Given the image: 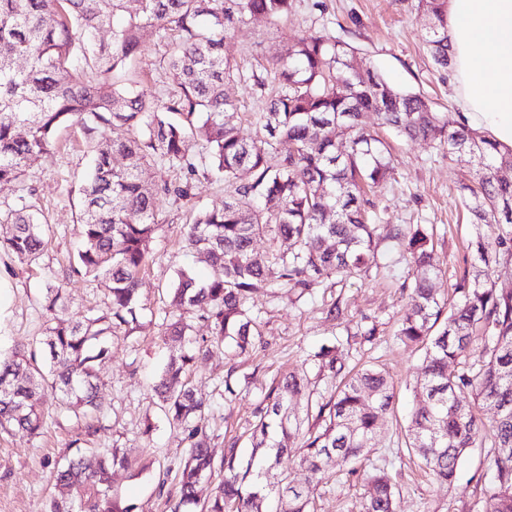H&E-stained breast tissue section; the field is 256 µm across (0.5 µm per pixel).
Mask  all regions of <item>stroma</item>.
I'll list each match as a JSON object with an SVG mask.
<instances>
[{"label":"stroma","instance_id":"obj_1","mask_svg":"<svg viewBox=\"0 0 512 512\" xmlns=\"http://www.w3.org/2000/svg\"><path fill=\"white\" fill-rule=\"evenodd\" d=\"M297 0L288 21L250 23L228 51L251 63L281 54L312 23H324L334 35L359 47L367 62L396 85L423 93L436 109L456 114L451 99V75L438 68L424 41L423 16L417 0ZM165 39L147 33L143 39L137 71V90L159 99L171 87L163 75ZM388 140L396 158L394 178L375 193L373 201L384 225L429 224L434 228L441 274L436 286L448 301H455L452 285L473 261L470 242L473 227L460 201V187L469 182L473 169L466 156L449 155L447 149L424 141L404 142L396 135ZM87 138L80 128L62 131L57 149L26 179L35 193L30 196L50 226L48 245L32 263H22L11 253L0 251V350L29 347L44 334L41 302L47 281L64 278L79 242L73 219L79 189L89 165ZM224 201V185L201 181L191 202L160 198V226L149 243L153 261L140 285L144 309L140 326L130 335L113 340L109 358L100 376L104 392L105 427L89 433V422L44 406L41 434L35 438L0 435V512H44L46 500L55 490L46 481L48 464L62 460L76 448L127 449L132 460L148 463L136 475L119 470L113 486L135 506V512H169L166 493L176 490L173 474L186 451L181 432L151 399L149 387L168 362L170 348L161 336L162 310L167 292L180 269L192 270L199 278L211 275L200 256L181 247V232L191 209H209ZM379 267L358 279L332 277L313 295L302 298L260 290L249 308L257 318L256 346L249 356L236 358L216 349L193 368V384L212 403L208 416L212 452L222 457L232 438L247 440L253 412L265 392L289 369L305 366L323 391L318 365L313 358L321 346L342 343L350 364H375L384 368L394 383V399L382 429L372 462H387L400 495V512H482L480 486L493 457L491 440L471 448L461 477L453 487L432 483L420 460L405 446L412 386L416 381L422 352L398 345L394 339L396 320L403 311L402 285L410 268L400 261L390 241L378 246ZM110 283L99 277L76 279L67 316L78 318L102 308ZM338 305L336 318L326 316ZM377 327L373 341L361 337L368 324ZM236 390V399L220 394L223 383ZM151 422L150 436H143L144 422ZM330 479L320 488L315 512H359L362 480L337 474L327 465ZM166 485H159V478Z\"/></svg>","mask_w":512,"mask_h":512}]
</instances>
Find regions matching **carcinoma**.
<instances>
[{
  "label": "carcinoma",
  "instance_id": "cac0c4a2",
  "mask_svg": "<svg viewBox=\"0 0 512 512\" xmlns=\"http://www.w3.org/2000/svg\"><path fill=\"white\" fill-rule=\"evenodd\" d=\"M295 2L0 0V184L22 182L52 154L61 130L82 127L94 160L81 186V246L71 271L111 283L102 313L78 320L62 315L69 281L47 284L39 345L0 351V433L40 435L49 394L76 415L104 416L98 366L113 338L139 327V276L151 260L159 198L191 200L201 175L224 181V204L197 212L183 236L213 274L201 282L178 272L161 324L171 355L151 385L187 443L170 512H267L270 502L274 512H311L325 463L359 473L392 403L385 371L350 369L339 346L321 347L319 371L339 383L301 409L306 370L283 374L254 412L250 456L234 440L219 461L210 451L207 403L187 375L214 347L234 357L253 350L248 301L256 289L289 288L301 297L333 275L356 277L376 263L378 225L366 189L390 179L393 160L388 143L362 126L372 113L398 136L467 154L473 166L461 199L475 227L474 256L454 285L458 303L448 305L435 288L430 225L397 224L388 234L412 272L395 339L423 349L406 447L436 483L451 487L461 460L486 438L478 411L490 412L494 457L482 512H512V287L495 278L496 266L512 260V149L450 119L422 94L398 89L325 26L250 70L225 53L250 22L288 21ZM418 10L433 61L450 67L447 0H418ZM150 30L163 32L169 48L166 74L176 91L164 101L130 89ZM248 81L268 96L250 139L240 134L227 93ZM107 129L126 134L106 138ZM117 156L120 166L112 164ZM157 163L178 168L180 177L147 178ZM49 232L22 197L0 210V249L23 263L39 257ZM262 237L269 248L259 253L254 242ZM195 319L209 335H193ZM470 356L473 363L448 376V364ZM289 455L306 482L281 468ZM132 467L124 448L78 450L50 469L49 484L67 494L50 497L46 512H133L112 486L114 471ZM217 473L222 478L200 498ZM363 480L361 512H398L385 471L374 468Z\"/></svg>",
  "mask_w": 512,
  "mask_h": 512
}]
</instances>
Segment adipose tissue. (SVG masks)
Returning a JSON list of instances; mask_svg holds the SVG:
<instances>
[{"label":"adipose tissue","instance_id":"adipose-tissue-1","mask_svg":"<svg viewBox=\"0 0 512 512\" xmlns=\"http://www.w3.org/2000/svg\"><path fill=\"white\" fill-rule=\"evenodd\" d=\"M448 41L463 122L512 148V0H448Z\"/></svg>","mask_w":512,"mask_h":512}]
</instances>
